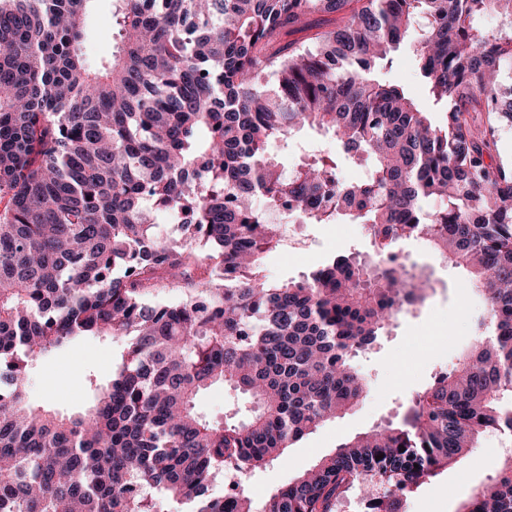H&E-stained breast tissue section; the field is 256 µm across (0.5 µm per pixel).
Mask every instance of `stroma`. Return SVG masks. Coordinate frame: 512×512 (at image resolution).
Listing matches in <instances>:
<instances>
[{
  "mask_svg": "<svg viewBox=\"0 0 512 512\" xmlns=\"http://www.w3.org/2000/svg\"><path fill=\"white\" fill-rule=\"evenodd\" d=\"M115 46L112 0H96L87 20L83 51L94 63L111 58ZM331 148L326 137L305 129L289 142L275 144L273 151L290 168L305 154ZM290 230L291 243L279 245L263 258L261 269L268 279L300 278L335 254L367 257L374 252L364 226L350 221L294 224ZM398 250L412 274L429 280L424 302L400 316L378 344L356 357L355 366L370 386L359 407L290 445L286 463L274 462L242 474L241 484L256 503H263L273 490L331 453L341 441L400 418L404 402L472 343L484 300L481 292L467 287L466 272L451 265L422 238L407 240ZM122 351L121 340L89 336L37 357L29 366L32 403L62 414L84 410L94 397L88 379L107 383ZM247 407L244 398L227 385L202 391L196 399L197 411L213 420L243 413ZM511 451L512 436L485 434L474 452L412 494L405 512H457L463 500L497 474L503 457Z\"/></svg>",
  "mask_w": 512,
  "mask_h": 512,
  "instance_id": "obj_1",
  "label": "stroma"
}]
</instances>
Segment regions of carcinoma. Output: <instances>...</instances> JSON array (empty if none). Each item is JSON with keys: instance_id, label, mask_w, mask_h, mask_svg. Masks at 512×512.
Here are the masks:
<instances>
[{"instance_id": "1", "label": "carcinoma", "mask_w": 512, "mask_h": 512, "mask_svg": "<svg viewBox=\"0 0 512 512\" xmlns=\"http://www.w3.org/2000/svg\"><path fill=\"white\" fill-rule=\"evenodd\" d=\"M92 2L0 0V512H339L358 490L360 512H403L484 434L512 435V0H112L95 66ZM406 40L426 105L390 78ZM305 126L336 151L287 171L269 146ZM276 214L363 224L375 260L270 282ZM417 236L485 295L471 348L264 505L238 482L210 494L360 404L352 358L424 299L395 253ZM83 336L125 342L94 405H33L30 361ZM224 384L248 413L200 415ZM458 512H512V459ZM83 51L91 63L112 58L115 51V29L112 20V1L94 3L86 24Z\"/></svg>"}]
</instances>
